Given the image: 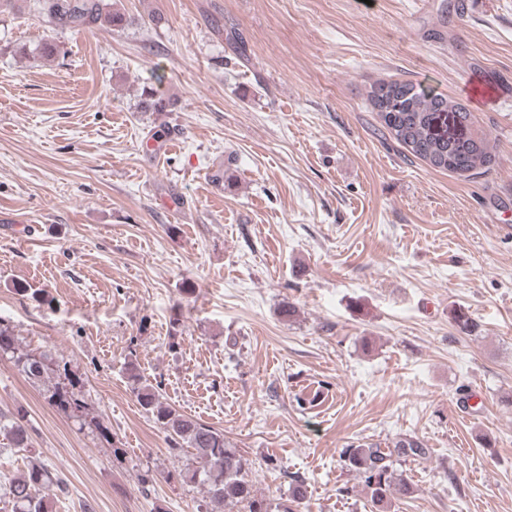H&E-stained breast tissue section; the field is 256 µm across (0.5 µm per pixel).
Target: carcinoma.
Segmentation results:
<instances>
[{
    "mask_svg": "<svg viewBox=\"0 0 512 512\" xmlns=\"http://www.w3.org/2000/svg\"><path fill=\"white\" fill-rule=\"evenodd\" d=\"M35 10L54 27L83 30L119 27L124 14L105 7L104 0H35ZM368 101L388 133L413 156L439 171L468 177L492 161L485 133L475 127L473 116L460 102L426 92L407 81H378L367 91ZM7 358L34 386L42 389L49 405L85 424L84 384L50 350L31 349L0 319V358ZM125 376L138 404L167 434L174 450H193L190 466L170 474L182 483L206 487L210 502L224 512H294L293 504L306 498L304 482L292 480L288 499L275 502L257 494L249 477V460L224 440V433L162 400L161 387L148 381L138 363L130 359ZM0 434L11 448L32 447L26 413L0 415ZM428 449L413 437H401L385 446L363 443L345 449V464L357 471L370 495L372 507H388L391 500L413 494V487L394 476L392 457L422 458ZM63 481L36 458L8 487L12 512H52L53 501L42 490Z\"/></svg>",
    "mask_w": 512,
    "mask_h": 512,
    "instance_id": "cac0c4a2",
    "label": "carcinoma"
}]
</instances>
